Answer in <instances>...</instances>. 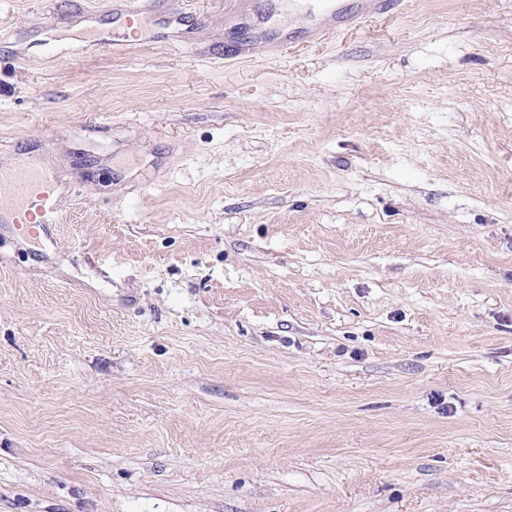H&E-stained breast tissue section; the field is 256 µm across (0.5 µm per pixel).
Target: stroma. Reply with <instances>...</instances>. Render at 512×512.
<instances>
[{"instance_id": "obj_1", "label": "stroma", "mask_w": 512, "mask_h": 512, "mask_svg": "<svg viewBox=\"0 0 512 512\" xmlns=\"http://www.w3.org/2000/svg\"><path fill=\"white\" fill-rule=\"evenodd\" d=\"M175 2L0 0V512H512V0ZM54 173L35 166L18 165L0 169V223L28 237H49L55 222L57 201L45 189L54 182ZM42 188L43 191L37 192ZM35 207L38 220L31 209Z\"/></svg>"}]
</instances>
